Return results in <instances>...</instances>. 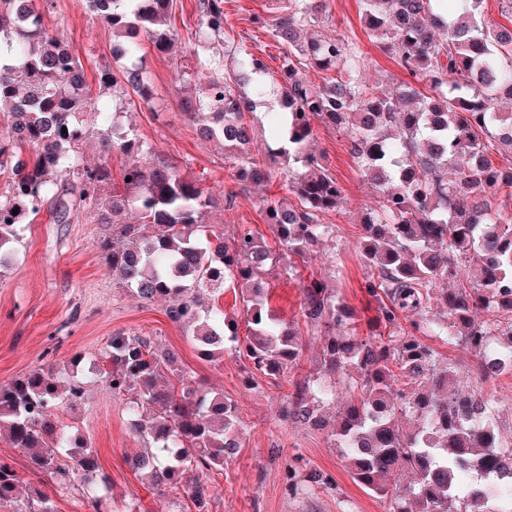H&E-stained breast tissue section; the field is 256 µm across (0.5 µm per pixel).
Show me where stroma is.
Returning a JSON list of instances; mask_svg holds the SVG:
<instances>
[{
  "instance_id": "stroma-1",
  "label": "stroma",
  "mask_w": 512,
  "mask_h": 512,
  "mask_svg": "<svg viewBox=\"0 0 512 512\" xmlns=\"http://www.w3.org/2000/svg\"><path fill=\"white\" fill-rule=\"evenodd\" d=\"M270 8V0H224L231 38L260 57L273 80L280 76L283 51L269 32L252 22L254 14L268 13ZM362 13V0H326L315 29L356 46L365 58L358 71L361 83L379 92L396 91L410 83L411 77L369 41ZM198 17L197 0H175L170 19L177 35L173 48L163 54L144 48L153 105H132L124 98L114 99L113 105L121 110L120 122L129 125L161 158L194 176L217 196L232 195V204H220L208 213L211 230L229 238L246 225L272 248L275 231L263 219L262 204L264 199L282 196V179L262 186L238 182L231 165L224 162L222 146L203 140L180 107L181 100L203 87L195 79L184 83L178 79L181 72L195 66L192 35ZM59 22L77 42L89 83H96L98 68L114 64L111 28L91 15L87 0H52L46 23L52 27ZM313 130L312 149L344 192L340 208L326 217L334 226L332 238L323 241L298 275L274 273L266 278L270 307L291 324L303 344L304 354L292 373L279 378L249 375L247 358L231 352L205 360L186 329L167 317L166 301L141 303L113 279L96 248L97 240L110 232V225L96 223L87 212L71 223L58 224L44 209L22 225L13 254L0 263V382L39 367L70 369L73 356L99 350L116 333L151 337L158 349L174 352L179 366L200 384L240 408L243 446L223 470L207 475L209 512H387L383 499L351 479L343 456L325 433L278 416L296 381L315 374V358L324 339L303 317L304 279L317 276L335 288L356 311L359 335L376 329L377 302L365 290L372 272L359 258L358 242L360 215L378 206L380 195L361 179L346 133L320 122ZM429 344L458 365L464 385L478 383L494 395L500 407L499 425L512 432V377L476 381L469 350L437 338ZM83 375L88 383L85 401L60 410L59 415L81 430L96 450L100 474L110 482L116 504L134 498L142 512H194L183 488L153 490L129 468L126 457L143 451L145 443L129 425L127 406L94 371L84 369ZM297 456L308 469L329 475L332 485L309 483L298 495L286 494L282 471ZM0 458L10 462L25 485L46 491L56 512H77V490L57 489L49 476L31 471L26 451L4 436H0Z\"/></svg>"
}]
</instances>
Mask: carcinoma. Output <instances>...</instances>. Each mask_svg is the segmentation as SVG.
Segmentation results:
<instances>
[{
  "label": "carcinoma",
  "mask_w": 512,
  "mask_h": 512,
  "mask_svg": "<svg viewBox=\"0 0 512 512\" xmlns=\"http://www.w3.org/2000/svg\"><path fill=\"white\" fill-rule=\"evenodd\" d=\"M91 13L112 27L123 46L125 67L98 70L102 91L122 89L129 103L152 102L141 37L168 51L174 0H87ZM272 15L252 23L271 31L284 50L281 82L265 80L266 64L237 47L224 67L216 43L224 41V0H198L199 72L209 74L202 95L183 110L202 137L224 142V160L238 181L263 184L275 176L250 148L246 116L269 95L280 111L270 119L266 156L288 168L291 197L266 199L263 216L274 226L281 253L242 229L229 242L206 229L207 211L219 198L198 180L155 156L151 146L116 121V109L94 96L76 42L48 28L36 0H0V174L10 190L0 196V258L20 236L21 225L44 205L68 224L85 211L112 225L97 249L123 287L139 300H169L168 318L191 331L201 355L245 352L250 372L277 377L298 366L301 345L268 305L264 272L288 259L297 272L334 234L326 215L339 208L343 188L309 151L313 121L345 131L361 176L378 186L382 201L360 219L359 252L375 273L367 291L375 297L381 332L358 336L355 312L324 281L303 285L306 323L324 333L318 376L305 377L280 409L281 419L320 429L336 401L331 378L348 380L349 399L329 437L359 486L386 500L388 512H501L457 481L461 467L475 480L509 457L512 439L498 426L494 397L459 389V368L421 337L463 346L481 362L492 346L512 358V321L501 328L499 312L512 313V112L495 101L512 97V27L478 22L484 0H457L455 11L435 13L438 0H363L369 38L400 68L429 83L430 93L407 85L399 96L377 93L355 74L364 57L338 38L307 33L318 22L323 0H275ZM336 69L314 83L308 69ZM98 140L109 156L119 150L140 158L112 187L111 167L83 165L81 146ZM499 153L504 166L487 154ZM18 214H13V210ZM136 224L122 221L126 211ZM446 288L438 294L432 285ZM240 290L252 328L238 336L234 322L201 297L204 288ZM489 318L481 319L478 313ZM92 371L116 397L129 396L131 427L146 450L127 464L154 487L176 486L190 471L224 469L241 443L237 404L205 390L160 352L148 336L113 335L91 357ZM86 381L78 370L63 380L37 368L0 383V433L28 454L30 468L67 488L98 471V456L81 432L60 422L58 412L82 402ZM306 464L285 466V489L299 490ZM413 483L400 484L403 474ZM195 512H207L210 486L195 478L188 489ZM109 487L89 486L78 505L112 512ZM0 512H55L50 496L23 488L13 466L0 460Z\"/></svg>",
  "instance_id": "obj_1"
}]
</instances>
